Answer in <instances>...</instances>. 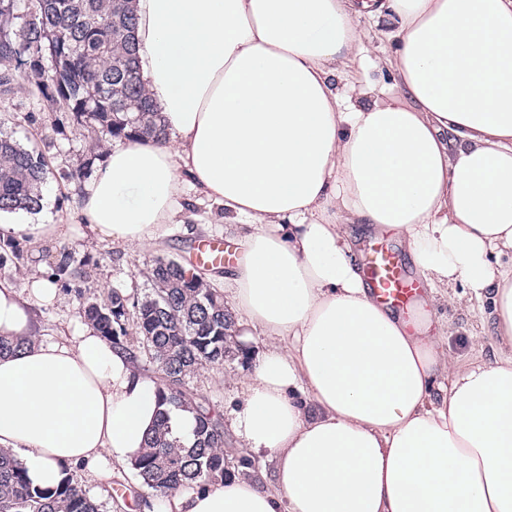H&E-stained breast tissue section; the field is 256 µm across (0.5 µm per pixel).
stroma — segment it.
<instances>
[{
	"instance_id": "35a3bbf8",
	"label": "stroma",
	"mask_w": 512,
	"mask_h": 512,
	"mask_svg": "<svg viewBox=\"0 0 512 512\" xmlns=\"http://www.w3.org/2000/svg\"><path fill=\"white\" fill-rule=\"evenodd\" d=\"M0 130L11 134L23 147L39 152L47 162L39 215L44 223L57 225L58 232L45 240H17L22 260L0 266V276H36L55 281L58 299L37 311L46 339H61L85 324L83 298L113 289L133 299L142 297L148 287L144 272L156 258L185 264L198 245L220 239L229 247L237 236L238 225L215 222L208 203L195 198L190 202L192 219L172 225L170 234L154 247L130 249L98 240L75 215L82 185L103 159L102 152L90 149L95 132L77 122L65 108L49 109L37 90L25 86L0 96ZM64 252L79 263L78 273L56 275V263ZM439 316L446 341L461 360L490 357V340L479 337L478 311L444 307ZM237 339L246 349V356L201 370L188 381L189 387L207 397L226 421L239 404L241 380L253 372L258 355L270 342L269 337L243 322L238 325ZM73 477L95 501L99 512H164L167 505L166 498L143 484L130 467L113 465L111 478L102 482L78 470Z\"/></svg>"
}]
</instances>
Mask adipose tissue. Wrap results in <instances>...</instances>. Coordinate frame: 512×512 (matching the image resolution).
Wrapping results in <instances>:
<instances>
[{
	"mask_svg": "<svg viewBox=\"0 0 512 512\" xmlns=\"http://www.w3.org/2000/svg\"><path fill=\"white\" fill-rule=\"evenodd\" d=\"M138 73L166 138L113 144L78 217L151 247L185 195L236 224L233 309L270 336L233 428L253 474L177 494L166 512H512V0H135ZM397 48L398 92L336 89ZM406 241L426 283L410 317L379 305L355 229ZM462 293H454V285ZM45 278H0V447L33 485L132 464L161 410L157 381L82 326L38 338ZM486 310L493 362L460 361L441 307Z\"/></svg>",
	"mask_w": 512,
	"mask_h": 512,
	"instance_id": "adipose-tissue-1",
	"label": "adipose tissue"
}]
</instances>
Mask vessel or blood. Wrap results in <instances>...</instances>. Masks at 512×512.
Here are the masks:
<instances>
[{
  "mask_svg": "<svg viewBox=\"0 0 512 512\" xmlns=\"http://www.w3.org/2000/svg\"><path fill=\"white\" fill-rule=\"evenodd\" d=\"M222 241L199 245L193 257L195 264L209 267L226 261ZM366 279L376 301L392 309H408L415 294L416 283L408 275L396 253L376 238L365 256Z\"/></svg>",
  "mask_w": 512,
  "mask_h": 512,
  "instance_id": "b4317fda",
  "label": "vessel or blood"
}]
</instances>
